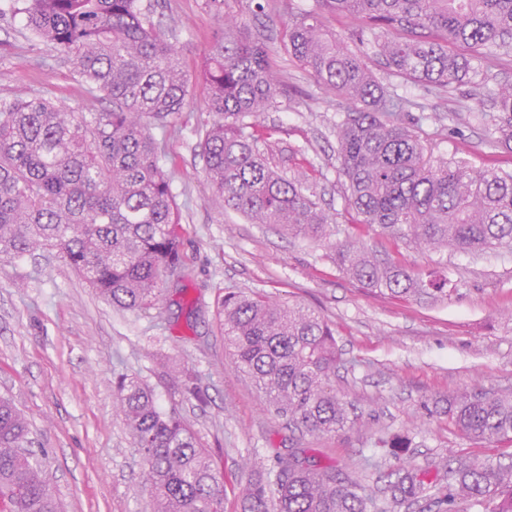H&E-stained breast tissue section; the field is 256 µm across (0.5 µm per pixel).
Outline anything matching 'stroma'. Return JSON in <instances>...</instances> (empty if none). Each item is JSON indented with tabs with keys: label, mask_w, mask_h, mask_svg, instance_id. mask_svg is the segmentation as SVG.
<instances>
[{
	"label": "stroma",
	"mask_w": 512,
	"mask_h": 512,
	"mask_svg": "<svg viewBox=\"0 0 512 512\" xmlns=\"http://www.w3.org/2000/svg\"><path fill=\"white\" fill-rule=\"evenodd\" d=\"M149 19L162 27L195 72L223 27L205 0H150ZM316 0H225L224 9L264 34L284 87L256 122L259 147L285 178L302 174L328 212L337 240L359 239L409 271L448 276L453 293L428 302L383 297L350 280L327 243L252 224L225 209L209 185L198 134L210 123L201 97L157 133L181 213L186 277L169 280L162 301L146 312L121 311L99 298L57 250L22 257L0 254V396L26 416L33 449L62 512H144L142 456L114 409L115 383L136 378L159 407L175 414L206 448L224 478V512H241L247 463L270 467L276 454L303 449L323 464H351L366 495L383 500L397 462L376 454L380 436L406 435L410 463L437 474L449 452L467 461H512V446L462 438L424 403L461 389L512 391V251L428 252L356 226L345 210L336 160L338 96L288 56V24ZM22 16H0V101L21 89L83 112L111 110L85 87L45 42L25 37ZM469 86L427 97L445 127L423 125L434 157L475 166L510 167L491 150ZM229 291H256L316 310L336 331L343 364L336 387L355 404L359 421L346 432L299 433L274 413L224 347L220 312ZM205 394L198 401L191 387Z\"/></svg>",
	"instance_id": "35a3bbf8"
}]
</instances>
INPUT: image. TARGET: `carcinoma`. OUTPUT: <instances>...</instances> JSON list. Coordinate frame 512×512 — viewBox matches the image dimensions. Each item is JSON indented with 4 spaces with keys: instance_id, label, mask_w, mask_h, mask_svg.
Segmentation results:
<instances>
[{
    "instance_id": "1",
    "label": "carcinoma",
    "mask_w": 512,
    "mask_h": 512,
    "mask_svg": "<svg viewBox=\"0 0 512 512\" xmlns=\"http://www.w3.org/2000/svg\"><path fill=\"white\" fill-rule=\"evenodd\" d=\"M224 28L197 74L148 19L141 0H9L30 37L60 54L108 112H68L30 92L0 103V253L56 249L113 306H157L168 273L184 272L178 206L158 160L164 132L203 89L214 115L199 147L207 180L224 207L253 224L327 240L336 220L298 178L285 179L262 156L251 118L268 111L281 75L265 42L206 0ZM361 22L356 39L395 75L424 90L482 85L483 68L512 59V0H317L288 25L284 48L311 77L341 98L336 155L345 210L394 243L440 252L512 249V168L434 159L418 134L424 113L375 79L364 56L336 38L328 16ZM466 53L454 52V47ZM489 145L512 155V85L475 98ZM418 110L417 122L406 120ZM342 272L380 295L448 297V279H422L359 242L334 244ZM224 344L232 360L288 424L329 436L359 415L336 391L335 332L317 312L264 294L229 292L222 303ZM115 405L143 458L147 512H224V482L184 423L163 413L151 390L125 378ZM463 437L512 443V393L462 391L424 405ZM380 447L400 463L380 512L429 501L438 512H512V463L448 456L446 485L406 466L410 441ZM29 423L0 397V512H60L50 479L31 450ZM372 500L346 467H321L289 451L251 471L242 512H370Z\"/></svg>"
}]
</instances>
